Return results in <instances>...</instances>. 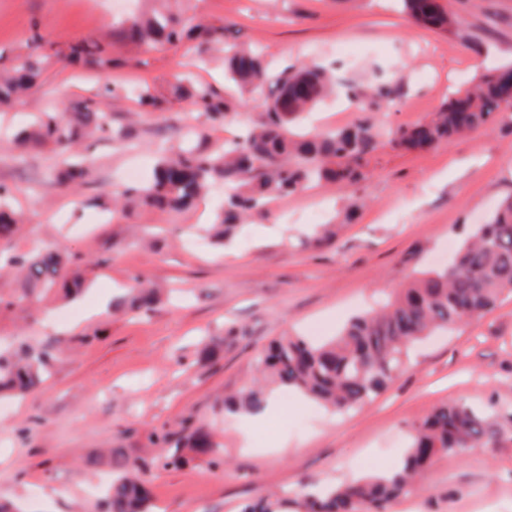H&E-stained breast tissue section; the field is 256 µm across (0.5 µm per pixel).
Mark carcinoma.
<instances>
[{"instance_id": "carcinoma-1", "label": "carcinoma", "mask_w": 512, "mask_h": 512, "mask_svg": "<svg viewBox=\"0 0 512 512\" xmlns=\"http://www.w3.org/2000/svg\"><path fill=\"white\" fill-rule=\"evenodd\" d=\"M112 33L127 48L164 43L177 48L195 39L221 54L224 78L236 94L220 97L212 87L191 75L173 88V95L188 103L191 114L207 125H188L178 148L161 141L155 150L152 175L136 184H118L100 195L103 212L121 207L133 217L140 207L160 213L183 210L219 182L224 201L213 213L207 232L210 243L222 247L234 229L247 219L268 215L267 204L281 195L303 191L310 185L334 182L355 185L364 180L363 161L385 137L405 151L436 148L448 139L480 127H491L500 114L512 109L504 100V86L512 81V63L487 69L471 90L448 96L424 120L382 134L368 117L335 129L312 132L302 123L335 90L334 68L325 65H287L273 71L260 52L248 51L228 27L215 26L197 16L175 13L171 0H147ZM419 25L438 32L458 30V13L446 0H396ZM71 60L94 69L112 68L103 45L89 41L72 50ZM43 74L40 62L28 54L18 56L9 71L0 72V109L22 102ZM400 91L393 78H374L345 86L347 97L360 112H380L394 103ZM133 97L147 112L162 111L166 97L149 84L133 90L105 83L88 97L69 101L63 110L38 113L19 130L15 141L23 148L48 145L59 150L53 180L62 190L85 184L93 176L85 152L101 140L124 145L130 130L114 126L99 112L103 99ZM262 109L253 125L224 147L202 145L208 128L226 125L238 108ZM14 188L0 183V231L17 223ZM65 250L22 254L9 259V271L21 277L10 304L28 312L49 293L64 300L81 292L82 277L68 279ZM512 295V195L502 199L482 224L457 247L451 263L431 267L399 290L382 307L353 317L335 336L315 342L304 336H281L272 341L257 362L258 377L240 392L224 398L227 413L263 412L267 382L301 393L335 411L360 407L384 391L410 360L414 347L437 330H445L490 312L501 296ZM162 303L160 291L135 278L112 300V308L146 314ZM57 360L52 348H34L24 342L0 348V400L18 399L37 391L51 376ZM512 411L503 418L457 402L436 406L414 424L397 469L369 474L353 481L313 490L261 496L241 512H281L288 497L299 499L305 512H378L389 501L423 490L425 472L443 456L456 457L468 448L494 449L508 440ZM152 445L163 449L155 463L178 469L218 453L221 444L213 431L199 427L187 434L161 431ZM93 470L108 468L112 479L105 489L102 512H154L148 488L149 470L121 448H108L83 458Z\"/></svg>"}]
</instances>
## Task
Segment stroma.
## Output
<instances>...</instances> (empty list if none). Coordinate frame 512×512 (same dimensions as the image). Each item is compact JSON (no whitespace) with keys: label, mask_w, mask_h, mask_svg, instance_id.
<instances>
[{"label":"stroma","mask_w":512,"mask_h":512,"mask_svg":"<svg viewBox=\"0 0 512 512\" xmlns=\"http://www.w3.org/2000/svg\"><path fill=\"white\" fill-rule=\"evenodd\" d=\"M452 6L464 19L461 39L416 25L383 0H178L176 8L233 26L241 45L264 50L278 64H321L339 44L352 45L356 57L345 77L401 74L399 97L374 116L377 125L396 128L436 111L482 66L512 61V0ZM126 11L123 0H0V68L26 54L31 39L46 58L41 87L23 106L0 110V182L18 188L21 217L13 236L0 239V257L58 243L71 270L91 280L67 318L60 303L47 299L25 319L0 307V339L67 346L39 392L0 406V496L17 500L24 512H97L106 476L77 457L121 448L150 465L157 512H240L271 491L345 483L396 467L412 425L440 403L485 409L494 399L512 406V388L495 385L512 374L509 295L483 317L431 337L361 408L335 413L280 389L262 416L225 413L223 395L251 382L271 340L308 335L315 322L335 335L350 316L445 261L512 194V112L430 151L380 144L358 186L328 183L275 199L269 219L242 224L219 249L206 243L204 228L223 200L221 185L188 209H143L130 220L92 205L130 162L152 168L154 142L168 137L187 104L162 112L141 111L123 98L103 104L107 121L131 129L132 145L100 142L91 158L94 182L74 192L50 179L58 163L52 147L22 151L13 139L24 116L58 107L59 89L74 98L107 82L164 91L176 83L197 57V43L117 47L113 54L123 63L109 71L64 65L61 52L100 37ZM323 228L333 231L332 242L307 243ZM188 236L200 249L185 245ZM94 258L101 266L87 271ZM137 276L192 294L145 315L113 312V296ZM231 327L242 337L206 355L208 337ZM196 426L214 429L222 445L218 463L152 467L150 433ZM424 486L383 512H512V441L439 458Z\"/></svg>","instance_id":"35a3bbf8"}]
</instances>
